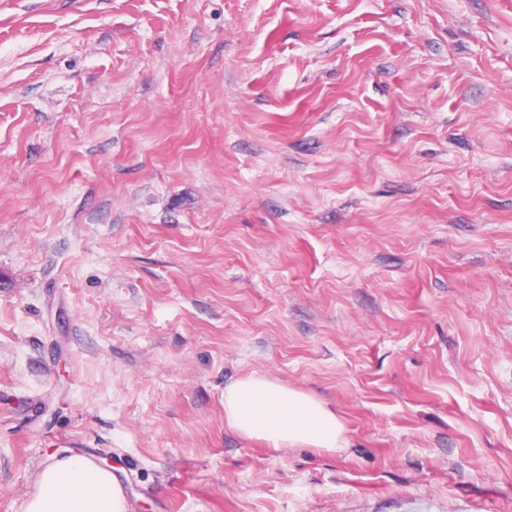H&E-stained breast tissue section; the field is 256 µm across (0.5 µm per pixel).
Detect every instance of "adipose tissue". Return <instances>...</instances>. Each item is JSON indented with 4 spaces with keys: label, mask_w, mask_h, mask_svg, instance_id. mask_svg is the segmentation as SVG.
I'll return each instance as SVG.
<instances>
[{
    "label": "adipose tissue",
    "mask_w": 512,
    "mask_h": 512,
    "mask_svg": "<svg viewBox=\"0 0 512 512\" xmlns=\"http://www.w3.org/2000/svg\"><path fill=\"white\" fill-rule=\"evenodd\" d=\"M224 422L267 447L336 448L344 426L314 397L268 375L252 372L224 388ZM23 512H127L123 488L92 459L70 456L46 466Z\"/></svg>",
    "instance_id": "adipose-tissue-1"
}]
</instances>
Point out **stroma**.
I'll return each instance as SVG.
<instances>
[{
	"label": "stroma",
	"mask_w": 512,
	"mask_h": 512,
	"mask_svg": "<svg viewBox=\"0 0 512 512\" xmlns=\"http://www.w3.org/2000/svg\"><path fill=\"white\" fill-rule=\"evenodd\" d=\"M257 371L340 448L224 424ZM512 512V0H0V512ZM23 512H128L123 488L92 459L70 456L46 466Z\"/></svg>",
	"instance_id": "obj_1"
}]
</instances>
